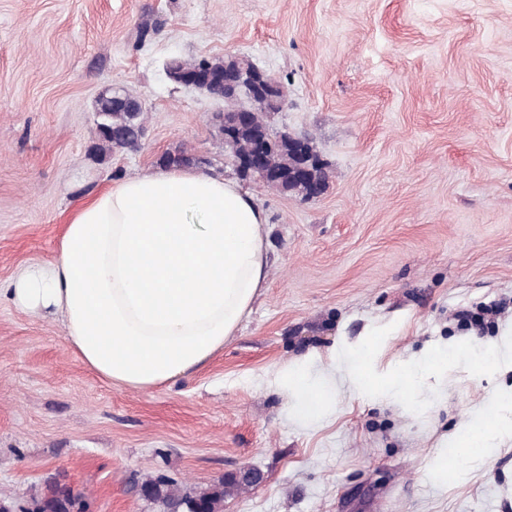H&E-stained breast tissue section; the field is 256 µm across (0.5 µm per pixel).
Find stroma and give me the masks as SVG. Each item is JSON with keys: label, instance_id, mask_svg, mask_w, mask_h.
Returning <instances> with one entry per match:
<instances>
[{"label": "stroma", "instance_id": "stroma-1", "mask_svg": "<svg viewBox=\"0 0 512 512\" xmlns=\"http://www.w3.org/2000/svg\"><path fill=\"white\" fill-rule=\"evenodd\" d=\"M215 56L286 87L271 122L312 141L322 196L239 179L211 123L224 101L165 71ZM107 86L141 102L148 137L100 162ZM183 149L263 208L265 288L223 349L144 391L1 297L0 501L57 479L93 512H156L134 479L255 468L224 512H512V0H0L1 285L56 257L91 193ZM494 303L493 328L462 326ZM487 348L497 364L476 369ZM402 365L415 391L377 395ZM294 366L325 392L320 416L275 383ZM467 431L489 432L486 462L441 478Z\"/></svg>", "mask_w": 512, "mask_h": 512}]
</instances>
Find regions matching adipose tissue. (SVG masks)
I'll return each mask as SVG.
<instances>
[{"instance_id": "1", "label": "adipose tissue", "mask_w": 512, "mask_h": 512, "mask_svg": "<svg viewBox=\"0 0 512 512\" xmlns=\"http://www.w3.org/2000/svg\"><path fill=\"white\" fill-rule=\"evenodd\" d=\"M266 215L223 175L160 168L126 176L77 207L56 258L24 268L13 303L57 316L100 377L146 390L223 349L262 288Z\"/></svg>"}]
</instances>
